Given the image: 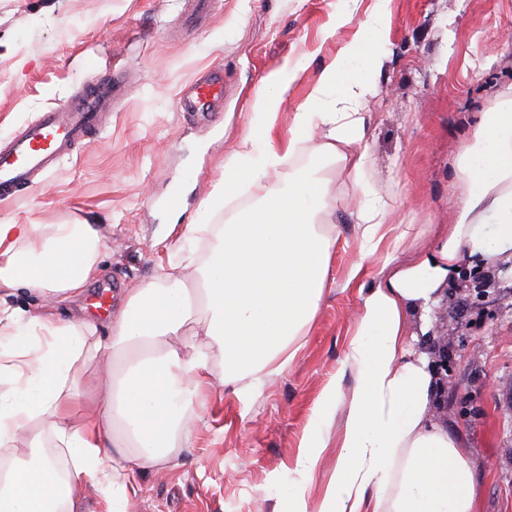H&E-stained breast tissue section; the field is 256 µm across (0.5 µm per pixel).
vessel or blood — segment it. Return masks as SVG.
<instances>
[{
    "label": "vessel or blood",
    "mask_w": 512,
    "mask_h": 512,
    "mask_svg": "<svg viewBox=\"0 0 512 512\" xmlns=\"http://www.w3.org/2000/svg\"><path fill=\"white\" fill-rule=\"evenodd\" d=\"M112 77L84 85L78 95L44 112L10 140L0 144V198L18 194L47 175L73 147L89 143L101 126V110L120 91ZM224 99V72H208L176 100L178 110L209 113Z\"/></svg>",
    "instance_id": "1"
}]
</instances>
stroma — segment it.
Returning a JSON list of instances; mask_svg holds the SVG:
<instances>
[{"instance_id": "stroma-1", "label": "stroma", "mask_w": 512, "mask_h": 512, "mask_svg": "<svg viewBox=\"0 0 512 512\" xmlns=\"http://www.w3.org/2000/svg\"><path fill=\"white\" fill-rule=\"evenodd\" d=\"M377 6L357 0L340 26L339 0H216L184 31L183 0H0V140L68 100L94 73L126 65L134 90L108 104L92 142L36 188L0 201V223L98 224L112 245L99 277L72 309L106 319L126 289L163 281L179 260L177 230L219 178L262 78L283 61L302 69L278 115L287 135L321 70ZM390 22L372 76L368 158L361 185L344 164L328 170L338 206L322 311L295 361L248 407L215 392L190 441L160 470L138 476V512H274L295 480L298 439L341 365L360 306L348 273L359 241L347 208L361 190L391 199V221L423 239L449 223L456 157L483 112L512 87V0H389ZM224 71V109L204 120L175 107L209 69ZM180 192L169 211L166 200ZM446 288L427 349L447 339L441 422L477 465L481 512H512V263Z\"/></svg>"}]
</instances>
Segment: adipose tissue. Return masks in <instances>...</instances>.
I'll list each match as a JSON object with an SVG mask.
<instances>
[{
	"label": "adipose tissue",
	"instance_id": "1",
	"mask_svg": "<svg viewBox=\"0 0 512 512\" xmlns=\"http://www.w3.org/2000/svg\"><path fill=\"white\" fill-rule=\"evenodd\" d=\"M388 23L382 4L359 22L284 138L276 118L299 67L267 72L200 213L251 190L254 202L224 224L186 225L178 241L192 264L197 242L216 240L197 287L171 274L129 291L107 321L67 319L59 303L84 293L108 248L97 225L0 224V291L24 286L41 300L32 314L0 311V512H86L90 488L107 512H128L137 474L169 461L209 394L228 388L250 403L291 364L329 277L332 238L319 227L335 223L336 203L323 170L333 159L356 175L365 165L368 76L382 65L374 45ZM310 141L317 163L287 170ZM456 181L454 223L404 261L414 225L390 223L378 196L357 208L349 278L378 282L360 292L345 359L302 432L278 512H480L474 468L436 416L432 354L416 341L432 332L459 267L512 261V94L483 113ZM330 454L327 482L310 494Z\"/></svg>",
	"mask_w": 512,
	"mask_h": 512
}]
</instances>
